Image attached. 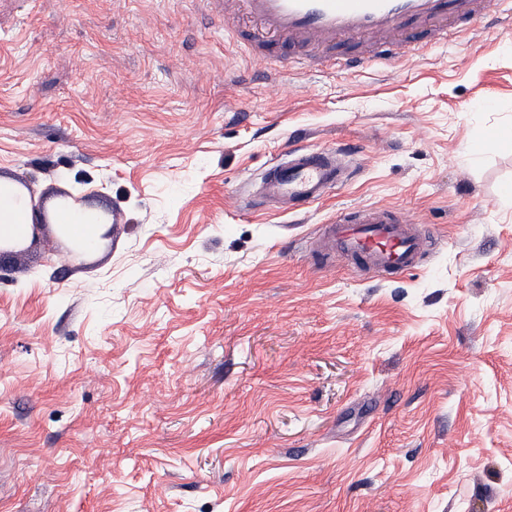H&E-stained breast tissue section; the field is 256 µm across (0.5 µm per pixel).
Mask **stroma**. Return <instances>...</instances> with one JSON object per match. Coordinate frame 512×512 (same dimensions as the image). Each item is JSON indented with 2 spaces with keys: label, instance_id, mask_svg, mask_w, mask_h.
Here are the masks:
<instances>
[{
  "label": "stroma",
  "instance_id": "35a3bbf8",
  "mask_svg": "<svg viewBox=\"0 0 512 512\" xmlns=\"http://www.w3.org/2000/svg\"><path fill=\"white\" fill-rule=\"evenodd\" d=\"M203 0H0V176L117 216L0 263V512H512V29L406 61L251 58ZM300 214L234 208L291 146ZM359 204L399 278L316 252ZM336 148H298L286 151V159L273 161L259 184L261 200L280 205V211H297L322 199L330 190L346 183L348 175ZM422 227L396 211L360 205L324 225L316 244L346 257L353 269L398 277L420 268L422 255L436 240Z\"/></svg>",
  "mask_w": 512,
  "mask_h": 512
}]
</instances>
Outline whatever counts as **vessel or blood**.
I'll use <instances>...</instances> for the list:
<instances>
[{
	"mask_svg": "<svg viewBox=\"0 0 512 512\" xmlns=\"http://www.w3.org/2000/svg\"><path fill=\"white\" fill-rule=\"evenodd\" d=\"M511 0H224V15H244L256 24L249 45L255 59L274 57L281 42L303 43L335 56L340 43L366 44L370 54L339 57L343 67L408 59L425 47L447 42L451 32L472 29L501 15ZM335 148H298L270 163L259 184L262 201L297 211L348 180ZM430 232L397 212L355 206L324 225L320 250L346 257L354 269L398 277L420 268L433 243Z\"/></svg>",
	"mask_w": 512,
	"mask_h": 512,
	"instance_id": "obj_1",
	"label": "vessel or blood"
}]
</instances>
